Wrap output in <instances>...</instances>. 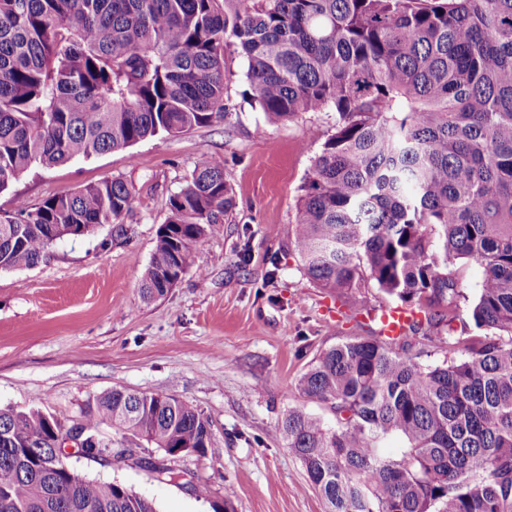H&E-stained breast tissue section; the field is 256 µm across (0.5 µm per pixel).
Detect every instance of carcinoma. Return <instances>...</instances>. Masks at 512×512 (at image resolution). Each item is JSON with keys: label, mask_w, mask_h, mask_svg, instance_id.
Here are the masks:
<instances>
[{"label": "carcinoma", "mask_w": 512, "mask_h": 512, "mask_svg": "<svg viewBox=\"0 0 512 512\" xmlns=\"http://www.w3.org/2000/svg\"><path fill=\"white\" fill-rule=\"evenodd\" d=\"M238 53L269 123L336 113L301 188L293 248L316 286L379 289L422 314L409 335L325 348L280 424L328 512H512V0H0V191L34 165L129 148L224 117V54ZM121 178L0 215V270L129 211ZM234 205L224 161L204 155L169 198L142 281L164 295ZM483 270L469 316L415 362L422 325L451 326L460 268ZM100 421L161 450L212 446L209 418L170 396L114 389ZM39 412L0 409V512H157L117 483L63 469L72 436ZM400 457L379 452L391 436Z\"/></svg>", "instance_id": "cac0c4a2"}]
</instances>
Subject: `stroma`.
<instances>
[{"label":"stroma","mask_w":512,"mask_h":512,"mask_svg":"<svg viewBox=\"0 0 512 512\" xmlns=\"http://www.w3.org/2000/svg\"><path fill=\"white\" fill-rule=\"evenodd\" d=\"M224 83L219 123L38 165L0 192V213L20 198L34 208L113 177L134 192L122 223L59 241L36 266L0 271V409L69 425L115 388L173 396L209 417L214 439L204 455L169 457L102 423L99 433L113 448L132 449V458L111 465L69 447L70 467L123 484L158 512H326L279 423L295 407L333 423L296 385L322 349L361 333L327 316L335 296L304 276L292 248L297 199L336 115L266 123L233 52L224 56ZM203 155L223 159L235 205L221 233L197 245L194 269L164 296L144 299L141 280L168 200ZM149 459L185 471L186 480H162L146 468ZM197 484L208 497L196 496Z\"/></svg>","instance_id":"obj_1"}]
</instances>
